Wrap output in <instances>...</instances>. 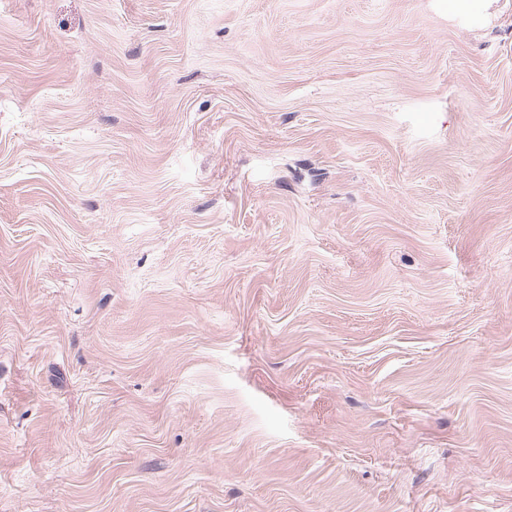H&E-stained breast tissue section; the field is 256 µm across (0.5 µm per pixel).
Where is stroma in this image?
I'll return each instance as SVG.
<instances>
[{
	"instance_id": "35a3bbf8",
	"label": "stroma",
	"mask_w": 512,
	"mask_h": 512,
	"mask_svg": "<svg viewBox=\"0 0 512 512\" xmlns=\"http://www.w3.org/2000/svg\"><path fill=\"white\" fill-rule=\"evenodd\" d=\"M0 512H512V0H0Z\"/></svg>"
}]
</instances>
